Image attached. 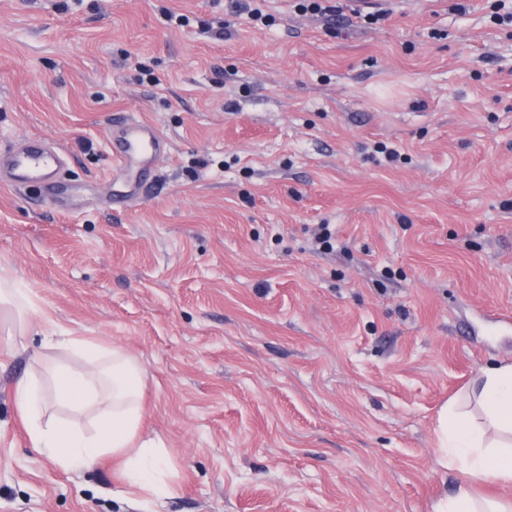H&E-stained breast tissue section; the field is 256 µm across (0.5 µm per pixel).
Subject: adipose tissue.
I'll return each instance as SVG.
<instances>
[{
    "label": "adipose tissue",
    "instance_id": "adipose-tissue-1",
    "mask_svg": "<svg viewBox=\"0 0 512 512\" xmlns=\"http://www.w3.org/2000/svg\"><path fill=\"white\" fill-rule=\"evenodd\" d=\"M45 370L54 388L45 393L36 380L17 385L14 399L33 448L67 470L90 467L103 455L120 458V475L133 489L151 495L168 492L172 475L161 438L144 439L143 376L140 363L122 348H102L77 336H53ZM64 352L88 356L92 366L76 370L61 360ZM482 411L472 422L458 403L442 407L435 429L441 462L466 474L453 497L438 498L433 512H512L485 495L490 486H512V364L486 370L470 392ZM73 412L98 411L93 434L49 415L50 406Z\"/></svg>",
    "mask_w": 512,
    "mask_h": 512
}]
</instances>
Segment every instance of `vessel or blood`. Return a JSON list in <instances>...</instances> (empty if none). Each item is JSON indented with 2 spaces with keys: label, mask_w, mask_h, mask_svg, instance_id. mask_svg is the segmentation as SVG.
<instances>
[{
  "label": "vessel or blood",
  "mask_w": 512,
  "mask_h": 512,
  "mask_svg": "<svg viewBox=\"0 0 512 512\" xmlns=\"http://www.w3.org/2000/svg\"><path fill=\"white\" fill-rule=\"evenodd\" d=\"M168 150V142L155 127L137 119L122 123L112 137V156L120 171L133 180L134 190H144L145 177L152 171L158 159ZM10 176L7 184L19 188L27 183L40 181L49 190H57L55 175L62 163V150L45 138L24 140L22 146L6 152Z\"/></svg>",
  "instance_id": "1"
}]
</instances>
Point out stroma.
I'll return each mask as SVG.
<instances>
[{
    "mask_svg": "<svg viewBox=\"0 0 512 512\" xmlns=\"http://www.w3.org/2000/svg\"><path fill=\"white\" fill-rule=\"evenodd\" d=\"M235 2L0 0V150L69 163L60 211L0 185V279L32 302L24 336L0 315V512H431L466 479L435 427L512 363V28L494 0L374 25ZM128 115L169 142L138 195ZM60 330L142 365L169 493L32 449L14 391Z\"/></svg>",
    "mask_w": 512,
    "mask_h": 512,
    "instance_id": "obj_1",
    "label": "stroma"
}]
</instances>
